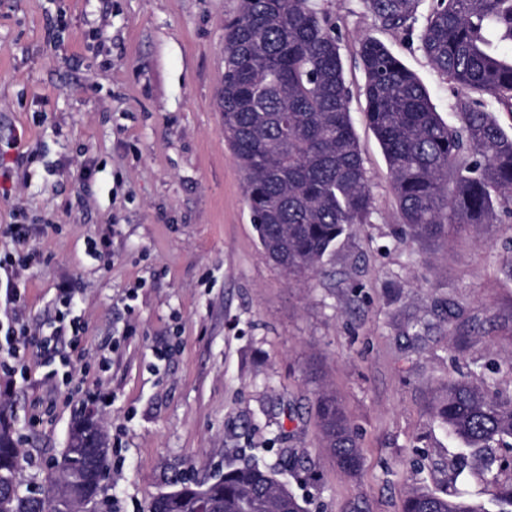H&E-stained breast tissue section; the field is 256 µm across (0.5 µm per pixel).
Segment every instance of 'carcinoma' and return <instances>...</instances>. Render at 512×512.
Here are the masks:
<instances>
[{
  "mask_svg": "<svg viewBox=\"0 0 512 512\" xmlns=\"http://www.w3.org/2000/svg\"><path fill=\"white\" fill-rule=\"evenodd\" d=\"M391 30L410 36L419 0H364ZM431 66L463 94L459 125L442 120L423 83L387 47L359 43L365 119L385 154L403 224L415 239L445 242L473 224L512 213V135L475 96L512 106V0H432L420 32ZM339 38L311 0H241L224 27V138L244 173V193L259 241L290 278L314 273L337 240L374 208L350 116ZM320 428L336 465L357 471L361 455L349 420L324 391ZM448 435L474 463L512 470V396L467 380L448 381L436 408ZM19 438L0 413V512H66L51 486L21 489ZM108 435L74 422L59 461L72 475L106 463ZM218 512H306L275 474L257 464L213 481L175 478L150 512H195L200 495ZM498 512H512V476L497 482ZM402 512H486L480 504L410 491Z\"/></svg>",
  "mask_w": 512,
  "mask_h": 512,
  "instance_id": "cac0c4a2",
  "label": "carcinoma"
}]
</instances>
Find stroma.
Returning <instances> with one entry per match:
<instances>
[{"label": "stroma", "mask_w": 512, "mask_h": 512, "mask_svg": "<svg viewBox=\"0 0 512 512\" xmlns=\"http://www.w3.org/2000/svg\"><path fill=\"white\" fill-rule=\"evenodd\" d=\"M313 3L340 37L374 210L295 282L259 243L224 139V26L240 0H0V231L19 208L38 227L33 323L56 331L67 286L86 325L31 380L0 375L21 478L92 408L118 512H148L175 473L203 481L249 460L307 512H401L415 488L497 512L491 473L450 468L463 450L434 406L452 378L512 395L496 370L512 359V214L443 244L408 235L364 118L358 44L383 42L451 125L458 90L363 0ZM324 389L357 434L356 473L323 445Z\"/></svg>", "instance_id": "obj_1"}]
</instances>
